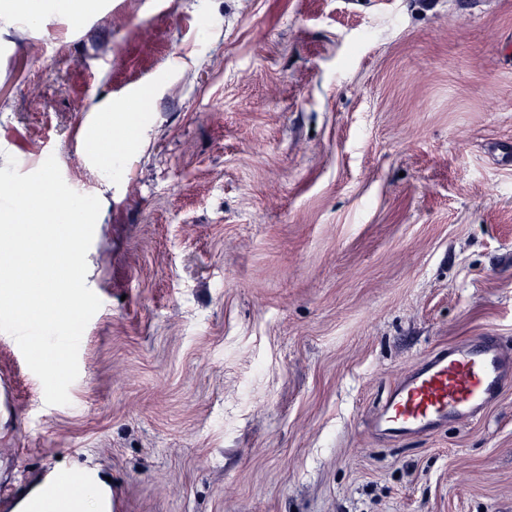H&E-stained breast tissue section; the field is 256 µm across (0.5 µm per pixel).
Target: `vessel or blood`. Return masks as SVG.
<instances>
[{"label":"vessel or blood","mask_w":512,"mask_h":512,"mask_svg":"<svg viewBox=\"0 0 512 512\" xmlns=\"http://www.w3.org/2000/svg\"><path fill=\"white\" fill-rule=\"evenodd\" d=\"M512 381V351L496 337L441 346L405 372L370 418L379 436H429L478 420Z\"/></svg>","instance_id":"1"}]
</instances>
